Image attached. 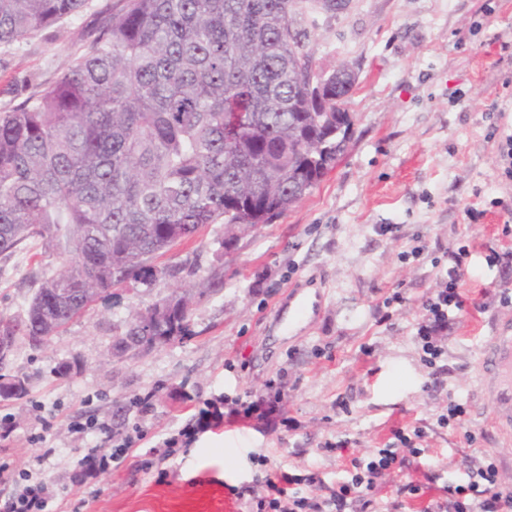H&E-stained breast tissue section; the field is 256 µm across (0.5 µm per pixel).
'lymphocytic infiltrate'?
<instances>
[{
  "label": "lymphocytic infiltrate",
  "mask_w": 512,
  "mask_h": 512,
  "mask_svg": "<svg viewBox=\"0 0 512 512\" xmlns=\"http://www.w3.org/2000/svg\"><path fill=\"white\" fill-rule=\"evenodd\" d=\"M461 274L450 269L446 279L440 280L422 302L423 316L417 329L421 343V360L429 370V391H443L442 361L448 355V345L443 331L448 322L449 308H463L464 300L456 286ZM75 434L95 432L102 440V447L88 449L79 459L81 478L98 477L111 471L114 462L124 457L141 440L142 428H134L121 443H113L112 428L107 423L72 422ZM421 429L405 433L398 429L394 440L387 447L377 449L369 456H353L345 469L344 478L333 487H322L320 493L306 497L295 487L301 483L315 484V475L299 476L286 472L267 470L260 480L263 490L255 501V512H353L361 507L363 512H374L377 506L375 492L384 479L399 478L397 496L387 505V512H403L405 496H417L423 491L422 483L409 479L407 472L414 459L424 456V449L415 445L422 438ZM29 471H15L10 465L0 464V484L13 483L17 489L4 503L0 512H48L49 505L57 498L55 483L41 480L30 482ZM443 498L430 501L423 512H512V492L500 489V473L491 454H484L461 476L449 479L443 488Z\"/></svg>",
  "instance_id": "f902f5d3"
}]
</instances>
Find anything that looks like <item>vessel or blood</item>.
<instances>
[{
  "mask_svg": "<svg viewBox=\"0 0 512 512\" xmlns=\"http://www.w3.org/2000/svg\"><path fill=\"white\" fill-rule=\"evenodd\" d=\"M483 369L494 412L503 432L512 431V325H502L485 349Z\"/></svg>",
  "mask_w": 512,
  "mask_h": 512,
  "instance_id": "1",
  "label": "vessel or blood"
}]
</instances>
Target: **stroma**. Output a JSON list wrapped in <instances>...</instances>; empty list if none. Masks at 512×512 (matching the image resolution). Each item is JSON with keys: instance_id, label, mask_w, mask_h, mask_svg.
<instances>
[{"instance_id": "35a3bbf8", "label": "stroma", "mask_w": 512, "mask_h": 512, "mask_svg": "<svg viewBox=\"0 0 512 512\" xmlns=\"http://www.w3.org/2000/svg\"><path fill=\"white\" fill-rule=\"evenodd\" d=\"M110 2L89 0L81 15L0 47V111L53 81ZM301 25L317 34L316 70L345 64L357 76L345 104L352 139L336 167L273 223L239 236L232 256L223 225H206L155 258L176 276L97 299L41 344L17 336L0 361L1 376L27 387L22 398L0 397V419L16 427L0 464L20 470L43 455L36 474L56 482V512L81 499L91 512H245L263 473L256 455L332 485L345 461L331 443L368 455L394 429L417 427L430 453L418 461L425 492L407 498V512L442 497L440 462L462 470L486 451L501 490L512 491V442L481 373L488 337L512 323V233L503 232L512 179L497 164L512 127V0H344ZM463 245L465 305L448 313L447 392L435 394L417 343L421 303ZM65 257L38 238L0 255V317L23 319L31 276L58 273ZM178 291L192 296L188 335L117 355L136 312ZM396 291L406 302L386 304ZM298 298L306 314L291 324ZM280 380L288 389L276 414L259 399ZM148 389L149 407L135 405ZM452 397L465 403L466 423L439 427ZM237 399L252 402L248 416L230 415ZM73 416L108 421L118 437L139 425L145 436L117 470L79 483L72 470L98 439L70 433ZM189 424L199 428L190 447L147 464L161 435ZM38 433L42 443L29 444Z\"/></svg>"}]
</instances>
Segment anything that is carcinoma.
Returning <instances> with one entry per match:
<instances>
[{"mask_svg":"<svg viewBox=\"0 0 512 512\" xmlns=\"http://www.w3.org/2000/svg\"><path fill=\"white\" fill-rule=\"evenodd\" d=\"M86 0H0V46L31 38ZM329 0H113L48 85L0 112V255L29 238L66 240L69 258L35 281L6 335L39 344L206 224H270L336 165L353 84H331L330 111L296 79L313 63L297 27ZM275 196L268 195V189ZM161 336L189 331L175 307ZM137 322L116 341L140 344Z\"/></svg>","mask_w":512,"mask_h":512,"instance_id":"1","label":"carcinoma"}]
</instances>
